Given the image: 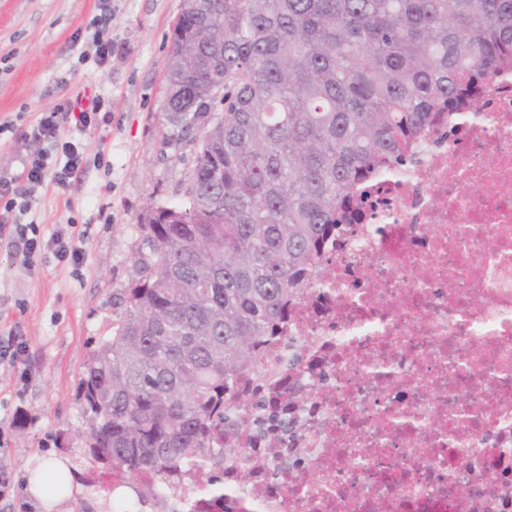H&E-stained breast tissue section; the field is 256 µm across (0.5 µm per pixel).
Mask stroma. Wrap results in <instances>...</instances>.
Returning a JSON list of instances; mask_svg holds the SVG:
<instances>
[{
  "label": "stroma",
  "mask_w": 512,
  "mask_h": 512,
  "mask_svg": "<svg viewBox=\"0 0 512 512\" xmlns=\"http://www.w3.org/2000/svg\"><path fill=\"white\" fill-rule=\"evenodd\" d=\"M182 0H112V59L81 61L93 50L96 0H0V123L35 121L62 95L96 92L109 123L67 130L80 142L85 170L66 189L32 194L27 221L42 237L75 223L85 261L80 273L47 260L25 270L0 242V339L18 331L21 362L0 363V475L9 490L0 512H116L112 475L86 454L87 419L79 380L91 351L124 314L123 292L150 252L141 227L157 202L187 206L196 165L192 144L169 141L161 110L170 31ZM81 41H73L75 31ZM67 461L72 487L49 505L27 493L35 460ZM194 476L163 485L132 480L135 512H182Z\"/></svg>",
  "instance_id": "1"
}]
</instances>
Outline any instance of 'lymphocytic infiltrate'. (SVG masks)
Listing matches in <instances>:
<instances>
[{"instance_id":"1","label":"lymphocytic infiltrate","mask_w":512,"mask_h":512,"mask_svg":"<svg viewBox=\"0 0 512 512\" xmlns=\"http://www.w3.org/2000/svg\"><path fill=\"white\" fill-rule=\"evenodd\" d=\"M103 107L101 96L79 93L44 110L28 126L0 124V134L11 133L34 146L33 151L22 157L19 172L0 174V236L11 239L25 267L39 266L47 252L76 269L84 263V253L67 227H59L45 241L36 225L24 223L23 217L31 209L33 189L47 183L66 188L83 169V151L77 143L63 139L62 130L67 126L79 130L96 127Z\"/></svg>"}]
</instances>
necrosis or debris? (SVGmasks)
<instances>
[{
  "instance_id": "4bbe7bcc",
  "label": "necrosis or debris",
  "mask_w": 512,
  "mask_h": 512,
  "mask_svg": "<svg viewBox=\"0 0 512 512\" xmlns=\"http://www.w3.org/2000/svg\"><path fill=\"white\" fill-rule=\"evenodd\" d=\"M327 244L235 401L224 512H512V73Z\"/></svg>"
}]
</instances>
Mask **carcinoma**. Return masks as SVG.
Here are the masks:
<instances>
[{"instance_id":"obj_1","label":"carcinoma","mask_w":512,"mask_h":512,"mask_svg":"<svg viewBox=\"0 0 512 512\" xmlns=\"http://www.w3.org/2000/svg\"><path fill=\"white\" fill-rule=\"evenodd\" d=\"M512 68V0H182L164 72L189 208L150 207L151 255L78 397L106 471L180 478L218 454L230 403L354 194L443 111ZM196 512H222L200 486Z\"/></svg>"}]
</instances>
